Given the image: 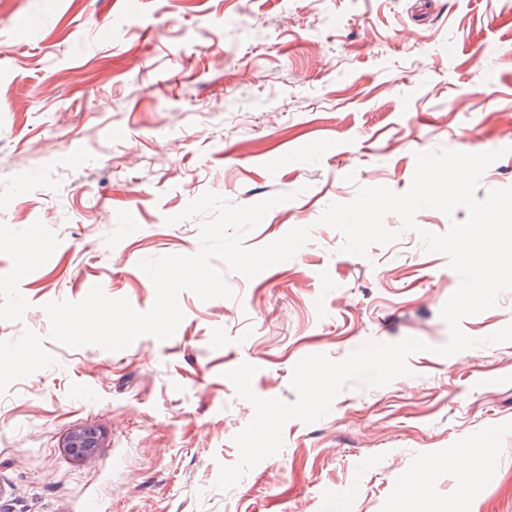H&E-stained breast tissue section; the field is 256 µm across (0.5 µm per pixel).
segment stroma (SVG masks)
<instances>
[{
  "mask_svg": "<svg viewBox=\"0 0 512 512\" xmlns=\"http://www.w3.org/2000/svg\"><path fill=\"white\" fill-rule=\"evenodd\" d=\"M500 151L476 192L512 187V0H0V512H394L427 471L416 512H512V342L448 357L440 311L460 284L419 230L466 208L388 214L394 240L341 252L318 219L358 187L406 191L415 155ZM277 193L258 249L312 239L232 298L183 291L184 318L121 351L49 336L46 303L89 282L149 310L141 260L191 255L205 192ZM512 324V291L469 316ZM413 337L410 375L349 382L331 411L289 421L281 451L234 487L235 436L255 410L225 373L255 365L261 398L294 401L295 364ZM101 441L66 448L80 427ZM474 449L478 482L456 459ZM99 445L98 433L94 428H83L74 432L68 441L67 448L77 457L89 456Z\"/></svg>",
  "mask_w": 512,
  "mask_h": 512,
  "instance_id": "35a3bbf8",
  "label": "stroma"
}]
</instances>
